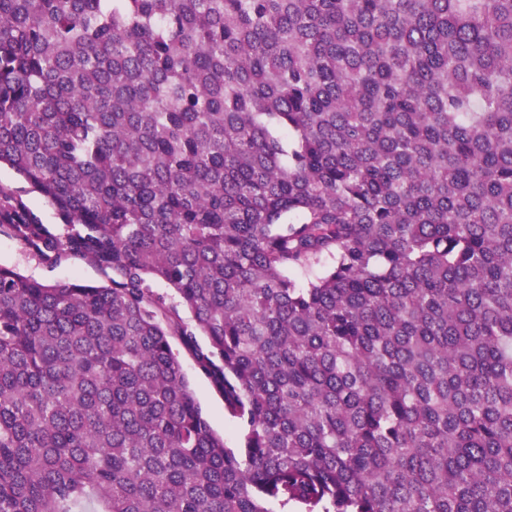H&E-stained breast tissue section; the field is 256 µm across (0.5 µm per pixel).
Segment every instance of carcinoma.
Wrapping results in <instances>:
<instances>
[{
	"instance_id": "carcinoma-1",
	"label": "carcinoma",
	"mask_w": 512,
	"mask_h": 512,
	"mask_svg": "<svg viewBox=\"0 0 512 512\" xmlns=\"http://www.w3.org/2000/svg\"><path fill=\"white\" fill-rule=\"evenodd\" d=\"M1 164L0 512H512V0H0ZM0 186L21 195L27 206L39 214L45 224H50L55 228L63 227L54 209L36 193L30 192L24 180L4 164L0 166ZM0 265L15 268L45 284L60 281H76L91 286L109 284L107 277L100 270L81 259H70L57 265H49L32 255L16 240L3 234L0 235ZM171 343L211 426L221 436H224V442L229 448L239 447L240 431L234 420L225 414L223 398L213 389L206 378L196 372L192 356L183 348L179 339L173 337Z\"/></svg>"
}]
</instances>
